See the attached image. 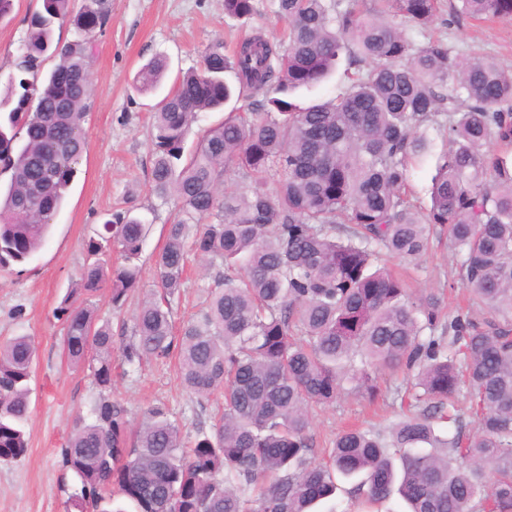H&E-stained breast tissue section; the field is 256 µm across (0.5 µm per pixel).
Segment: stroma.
I'll return each mask as SVG.
<instances>
[{
  "label": "stroma",
  "instance_id": "1",
  "mask_svg": "<svg viewBox=\"0 0 512 512\" xmlns=\"http://www.w3.org/2000/svg\"><path fill=\"white\" fill-rule=\"evenodd\" d=\"M41 6V0H14L11 13L0 19L1 76L10 72L26 36L27 19ZM254 27L268 37L278 35L281 24L270 0H256V12L245 22L225 15L224 0H112V20L96 39L94 104L85 122L88 149L43 246L26 263L0 270V340L26 333L37 343L29 449L20 460L0 465V512H65L67 499L81 487L64 465L61 450L97 391L86 373L64 356L61 324L53 311L75 283L88 237L114 211L127 208L150 226L140 257L141 287L130 293L126 314H113L108 291L96 299L100 317L111 320L117 333L130 321L143 289L153 284L154 256L177 212L174 201L161 200L150 190L151 113L160 96L137 90L139 69L162 54L169 61L170 75L195 70L212 43L220 40L233 46ZM430 31L456 51L487 53L512 67L510 16L448 26L437 23ZM203 266L202 259L190 256L184 286L172 303L175 323L199 316L206 307L214 274ZM401 272L412 294H442L452 312L464 305L460 262L448 237L434 238L419 265L404 266ZM112 378L114 395L131 421H138L149 405L162 403L177 420L194 425L195 404L179 384L176 361H149L133 370L117 357ZM399 411V406L372 404L352 393L335 405L315 408L311 432L322 448L353 424L387 428Z\"/></svg>",
  "mask_w": 512,
  "mask_h": 512
}]
</instances>
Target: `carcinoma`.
I'll use <instances>...</instances> for the list:
<instances>
[{
  "label": "carcinoma",
  "mask_w": 512,
  "mask_h": 512,
  "mask_svg": "<svg viewBox=\"0 0 512 512\" xmlns=\"http://www.w3.org/2000/svg\"><path fill=\"white\" fill-rule=\"evenodd\" d=\"M439 0H270L286 24L257 28L231 51L217 41L176 78L152 112L150 187L178 205L154 258L155 289L115 337L92 298L111 284L112 312L139 287L145 222L126 209L86 242L79 278L56 307L67 360L97 389L63 459L80 492L66 512H314L337 479L371 508L398 494L409 512H512V69L442 39L416 42ZM450 21L512 15V0H449ZM249 18L255 0H224ZM112 0H42L27 19L14 70L0 86V269L33 256L49 234L87 151L94 37ZM67 26L73 38L55 31ZM346 55L343 92L300 107ZM55 65L39 78L46 61ZM157 55L137 76L161 85ZM231 75L228 80L225 75ZM196 147L201 115L226 106ZM444 117L430 200L409 195L410 164L433 153L424 129ZM242 174L228 189L229 169ZM448 231L465 287L490 318L444 321L441 297L411 296L380 254L416 263ZM218 268L208 304L174 331L171 302L188 256ZM131 367L176 356L200 410L219 393L224 413L189 436L163 405L132 427L113 397L112 357ZM37 356L25 334L0 343V463L24 457ZM417 370L410 412L384 433H339L317 462L311 408L346 392L372 395L384 370ZM464 398L477 424L457 413ZM453 435L437 433L441 423Z\"/></svg>",
  "instance_id": "carcinoma-1"
}]
</instances>
